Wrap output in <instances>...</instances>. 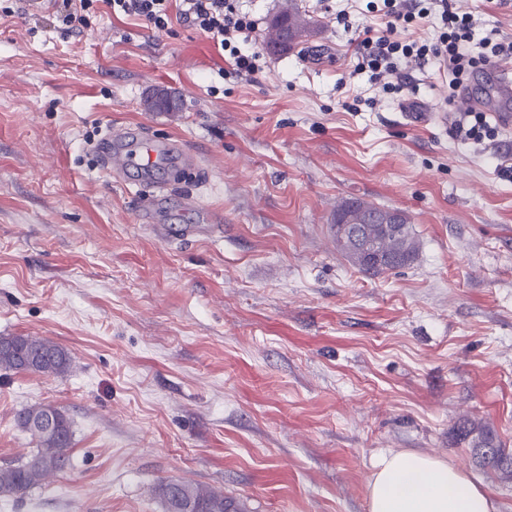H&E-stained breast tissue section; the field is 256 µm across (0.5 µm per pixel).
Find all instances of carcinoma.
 Wrapping results in <instances>:
<instances>
[{"label":"carcinoma","mask_w":512,"mask_h":512,"mask_svg":"<svg viewBox=\"0 0 512 512\" xmlns=\"http://www.w3.org/2000/svg\"><path fill=\"white\" fill-rule=\"evenodd\" d=\"M270 44L288 52L315 34L314 22L288 0L269 22ZM383 208L358 199L343 200L333 212L327 231L338 250L361 272L380 275L413 263L419 254V241L410 217L403 224L384 230L372 221ZM362 228L364 236L381 253L384 262L372 268L367 261L343 249L336 224ZM72 364L70 352L62 345L30 335L0 336V371L31 373L46 377L67 373ZM15 426L32 436L35 448L22 459L0 467V496H22L70 465L69 448L73 430L70 418L52 404L38 403L22 407L13 416ZM456 441L473 449L479 465L500 476L512 478V451L505 448L490 429L468 419L458 424ZM165 512H243L242 505L220 490H203L180 481H161L154 487Z\"/></svg>","instance_id":"cac0c4a2"}]
</instances>
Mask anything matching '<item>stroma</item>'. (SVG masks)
<instances>
[{
    "label": "stroma",
    "mask_w": 512,
    "mask_h": 512,
    "mask_svg": "<svg viewBox=\"0 0 512 512\" xmlns=\"http://www.w3.org/2000/svg\"><path fill=\"white\" fill-rule=\"evenodd\" d=\"M366 3L297 0L318 33L284 53L267 23L285 0H240L265 56L251 82L177 20L0 16V336L73 359L0 371V467L34 446L21 407L53 404L74 431L69 467L0 512H164L151 489L168 480L247 512H368L388 450L449 461L512 512V481L454 443L471 419L512 449V129L476 144L432 120L435 68L400 63L398 93L354 74ZM455 5L512 38V0ZM158 89L174 111L148 109ZM122 125L198 161L146 221L151 184L100 163ZM350 197L405 211L418 260L359 271L327 232ZM215 211L211 234L172 237ZM71 364L70 352L52 340L23 334L0 336V371L55 377L67 373Z\"/></svg>",
    "instance_id": "35a3bbf8"
}]
</instances>
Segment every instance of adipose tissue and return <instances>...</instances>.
<instances>
[{
  "mask_svg": "<svg viewBox=\"0 0 512 512\" xmlns=\"http://www.w3.org/2000/svg\"><path fill=\"white\" fill-rule=\"evenodd\" d=\"M369 512H496L491 497L462 470L413 451H388L368 482Z\"/></svg>",
  "mask_w": 512,
  "mask_h": 512,
  "instance_id": "1",
  "label": "adipose tissue"
}]
</instances>
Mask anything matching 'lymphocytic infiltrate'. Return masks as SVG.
<instances>
[{
	"instance_id": "f902f5d3",
	"label": "lymphocytic infiltrate",
	"mask_w": 512,
	"mask_h": 512,
	"mask_svg": "<svg viewBox=\"0 0 512 512\" xmlns=\"http://www.w3.org/2000/svg\"><path fill=\"white\" fill-rule=\"evenodd\" d=\"M171 0H59L56 19L66 31H84L100 11L124 14L157 29L168 28L173 16L207 34L226 53L241 76L261 71L263 53L249 45L256 22L243 12L239 0H180L178 13H171ZM368 12L377 15L379 26L363 25L354 40L356 69L380 79L396 71L407 59L419 66H442L448 72L451 92L467 89L473 76L490 59L512 56V39L498 31L480 34L471 15L457 11L452 0H368ZM437 16L441 31L431 41L413 34L420 20Z\"/></svg>"
}]
</instances>
